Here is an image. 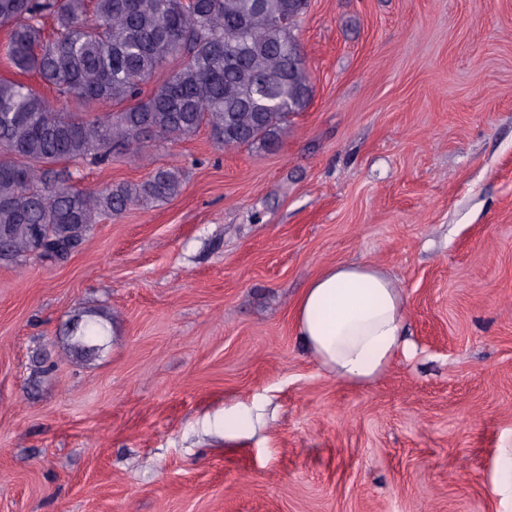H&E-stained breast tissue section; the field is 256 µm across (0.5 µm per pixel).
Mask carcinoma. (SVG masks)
<instances>
[{
	"instance_id": "1",
	"label": "carcinoma",
	"mask_w": 512,
	"mask_h": 512,
	"mask_svg": "<svg viewBox=\"0 0 512 512\" xmlns=\"http://www.w3.org/2000/svg\"><path fill=\"white\" fill-rule=\"evenodd\" d=\"M306 0H0L4 54L40 90L0 79V259L66 261L103 218L177 197L184 174L162 167L137 183L72 184L62 162L112 160L206 127L224 148H275L313 97L294 33ZM176 66L146 93L163 67ZM121 106L97 114L94 104ZM75 347L93 351L101 315L74 323Z\"/></svg>"
}]
</instances>
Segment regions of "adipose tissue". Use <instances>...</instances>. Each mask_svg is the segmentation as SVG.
<instances>
[{
  "label": "adipose tissue",
  "mask_w": 512,
  "mask_h": 512,
  "mask_svg": "<svg viewBox=\"0 0 512 512\" xmlns=\"http://www.w3.org/2000/svg\"><path fill=\"white\" fill-rule=\"evenodd\" d=\"M294 326L317 364L353 385L374 382L413 350L400 289L367 263H340L318 274L296 301Z\"/></svg>",
  "instance_id": "1"
}]
</instances>
